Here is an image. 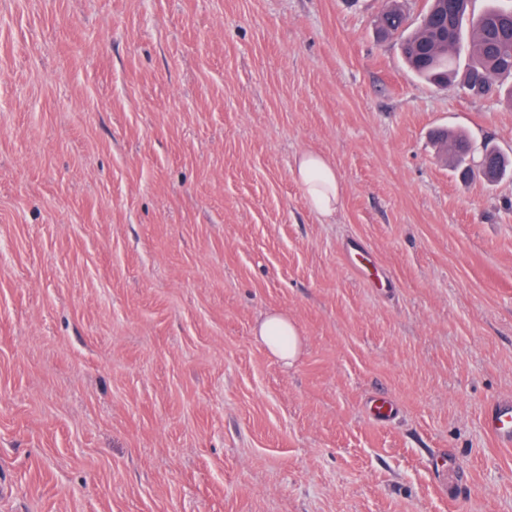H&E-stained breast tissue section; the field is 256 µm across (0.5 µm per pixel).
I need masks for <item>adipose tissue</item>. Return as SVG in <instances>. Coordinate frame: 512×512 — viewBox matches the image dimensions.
Masks as SVG:
<instances>
[{"instance_id":"1","label":"adipose tissue","mask_w":512,"mask_h":512,"mask_svg":"<svg viewBox=\"0 0 512 512\" xmlns=\"http://www.w3.org/2000/svg\"><path fill=\"white\" fill-rule=\"evenodd\" d=\"M292 174L301 186L309 208L324 220H332L343 204L342 187L335 167L322 155L306 151L296 157ZM255 334L282 364L292 365L301 351L295 322L284 313L264 317Z\"/></svg>"}]
</instances>
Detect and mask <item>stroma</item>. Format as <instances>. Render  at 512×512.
Listing matches in <instances>:
<instances>
[{
    "label": "stroma",
    "mask_w": 512,
    "mask_h": 512,
    "mask_svg": "<svg viewBox=\"0 0 512 512\" xmlns=\"http://www.w3.org/2000/svg\"><path fill=\"white\" fill-rule=\"evenodd\" d=\"M386 4L0 0V512H512V179L432 141L512 156V107L419 78ZM437 143L439 151L448 159L451 166L455 168H469L466 163L469 157L470 138L463 132H446L438 135ZM292 174L309 208L325 221L336 218L343 204V194L335 167L322 155L305 151L296 157ZM255 336L284 365L291 366L300 354V333L288 314L272 313L267 315L256 326ZM484 429L501 448L512 447V399L497 400L484 413Z\"/></svg>",
    "instance_id": "35a3bbf8"
}]
</instances>
